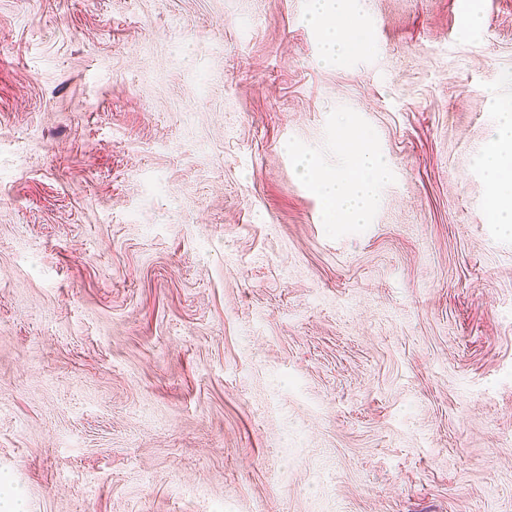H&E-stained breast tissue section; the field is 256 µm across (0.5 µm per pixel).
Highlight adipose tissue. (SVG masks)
<instances>
[{"mask_svg": "<svg viewBox=\"0 0 512 512\" xmlns=\"http://www.w3.org/2000/svg\"><path fill=\"white\" fill-rule=\"evenodd\" d=\"M357 0H310L309 22L320 31L325 62L364 50L365 31L354 17ZM495 131L504 146L479 155L477 163L495 193L488 206L489 221L512 232V104L497 106ZM339 143L348 157L347 167L339 173L315 177V159L299 152L295 163L301 178L312 180L324 201L329 223L364 224L369 220L378 186L387 178L389 168L383 157L369 145L366 132L342 126Z\"/></svg>", "mask_w": 512, "mask_h": 512, "instance_id": "adipose-tissue-1", "label": "adipose tissue"}]
</instances>
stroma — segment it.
<instances>
[{"instance_id": "1", "label": "stroma", "mask_w": 512, "mask_h": 512, "mask_svg": "<svg viewBox=\"0 0 512 512\" xmlns=\"http://www.w3.org/2000/svg\"><path fill=\"white\" fill-rule=\"evenodd\" d=\"M0 0V501L512 512V0ZM476 11L480 28L465 25ZM390 174L330 224L294 173ZM355 0H311L309 23L320 31L323 60L334 63L338 59L364 50L366 32L353 19L359 11ZM496 112L495 132L505 147L482 153L477 163L495 188L488 206L489 221L512 233V104H500ZM339 143L348 157L344 170L313 180L314 157L294 152L298 174L303 179L313 180L316 193L325 203L328 223H368L376 190L388 176V165L370 147L369 135L363 130L342 126Z\"/></svg>"}]
</instances>
